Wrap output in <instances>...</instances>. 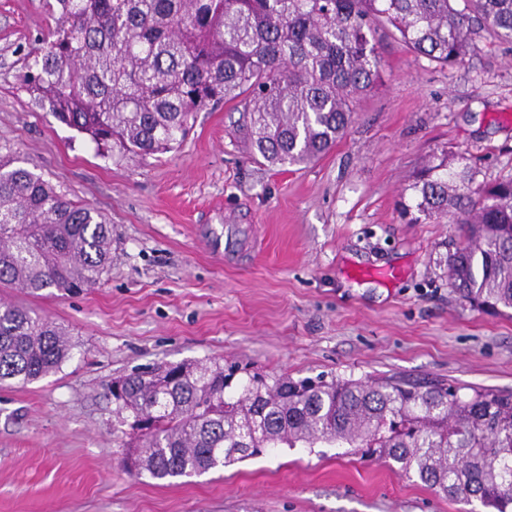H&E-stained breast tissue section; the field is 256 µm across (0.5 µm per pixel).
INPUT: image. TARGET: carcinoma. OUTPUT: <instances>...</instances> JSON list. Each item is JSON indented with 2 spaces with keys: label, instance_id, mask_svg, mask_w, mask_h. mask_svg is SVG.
<instances>
[{
  "label": "carcinoma",
  "instance_id": "1",
  "mask_svg": "<svg viewBox=\"0 0 512 512\" xmlns=\"http://www.w3.org/2000/svg\"><path fill=\"white\" fill-rule=\"evenodd\" d=\"M463 7H458L457 2ZM55 27L28 58L32 104L96 145L137 153L183 143L196 113L243 98L244 135L271 164L301 165L342 136L382 82L375 36L463 65L475 36L512 40V0H55ZM441 154L413 178L417 212L463 225L448 258L470 307L512 317V173ZM112 227L96 209L0 157V284L72 295L99 283ZM77 347L65 328L0 300V384L30 383ZM180 364L132 373L112 392L131 469L166 480L268 448H357L444 495L512 512V391L368 379L250 375Z\"/></svg>",
  "mask_w": 512,
  "mask_h": 512
}]
</instances>
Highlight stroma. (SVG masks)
<instances>
[{
	"label": "stroma",
	"mask_w": 512,
	"mask_h": 512,
	"mask_svg": "<svg viewBox=\"0 0 512 512\" xmlns=\"http://www.w3.org/2000/svg\"><path fill=\"white\" fill-rule=\"evenodd\" d=\"M48 0H0V156L112 226V263L78 295L10 300L79 343L59 372L0 385V512H487L347 448H279L191 477L127 470L115 379L154 364L235 362L295 378L398 376L512 389V318L448 281L451 221L410 222L432 155L512 171V41L443 68L377 33L383 82L301 166L253 162L241 103L198 113L164 154L97 146L32 107L20 76Z\"/></svg>",
	"instance_id": "1"
}]
</instances>
